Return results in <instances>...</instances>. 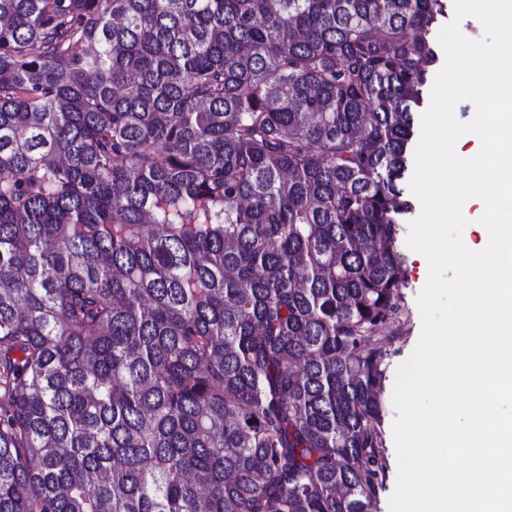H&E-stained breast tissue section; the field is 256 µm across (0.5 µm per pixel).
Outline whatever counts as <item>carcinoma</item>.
I'll list each match as a JSON object with an SVG mask.
<instances>
[{
	"label": "carcinoma",
	"mask_w": 512,
	"mask_h": 512,
	"mask_svg": "<svg viewBox=\"0 0 512 512\" xmlns=\"http://www.w3.org/2000/svg\"><path fill=\"white\" fill-rule=\"evenodd\" d=\"M448 0H0V512H372Z\"/></svg>",
	"instance_id": "1"
}]
</instances>
